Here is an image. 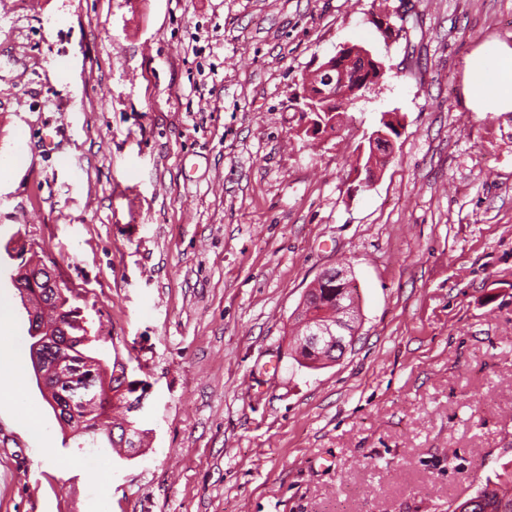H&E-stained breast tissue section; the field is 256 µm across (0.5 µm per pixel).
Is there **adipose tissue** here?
I'll return each mask as SVG.
<instances>
[{"label": "adipose tissue", "instance_id": "ef3b65f1", "mask_svg": "<svg viewBox=\"0 0 512 512\" xmlns=\"http://www.w3.org/2000/svg\"><path fill=\"white\" fill-rule=\"evenodd\" d=\"M468 96L479 109L512 111V49L491 43L467 64Z\"/></svg>", "mask_w": 512, "mask_h": 512}]
</instances>
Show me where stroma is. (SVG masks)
I'll return each mask as SVG.
<instances>
[{
    "label": "stroma",
    "instance_id": "obj_1",
    "mask_svg": "<svg viewBox=\"0 0 512 512\" xmlns=\"http://www.w3.org/2000/svg\"><path fill=\"white\" fill-rule=\"evenodd\" d=\"M488 42L512 49V0H0V158L27 144L0 173V351L29 357L12 275L53 267L145 383L148 433L133 458L65 437L33 372L1 381L0 512H448L500 472L512 112L470 107L466 73ZM345 44L387 74L308 136L301 79ZM341 263L355 343L300 367L295 312Z\"/></svg>",
    "mask_w": 512,
    "mask_h": 512
}]
</instances>
